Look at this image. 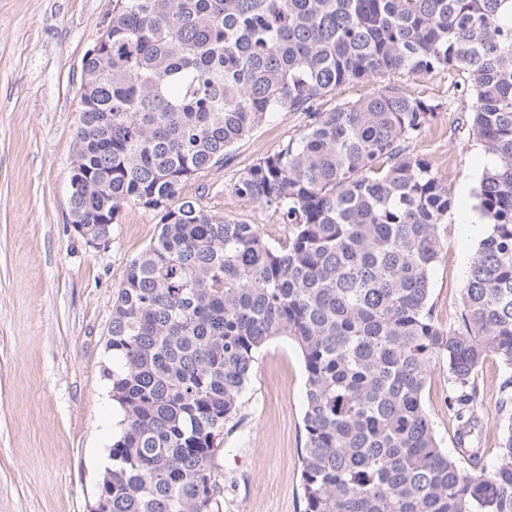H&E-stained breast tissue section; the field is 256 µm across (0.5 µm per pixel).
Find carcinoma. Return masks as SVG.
<instances>
[{
  "label": "carcinoma",
  "instance_id": "obj_1",
  "mask_svg": "<svg viewBox=\"0 0 512 512\" xmlns=\"http://www.w3.org/2000/svg\"><path fill=\"white\" fill-rule=\"evenodd\" d=\"M441 68L467 83L495 158L476 192L489 231L448 329L429 298L451 197L415 153L441 104L392 82ZM371 79V95L317 109ZM275 112L305 113V132L234 191L279 214V246L181 196ZM76 138L83 231L108 240L133 207L160 224L112 303L111 512H220L214 441L281 336L306 371L303 512H512V393L490 465L441 447L422 404L445 370L461 438L487 358L512 390V0H112ZM380 85L376 81H349L339 86L336 91L323 96L317 102V108L321 111H329L339 104L355 102L372 94Z\"/></svg>",
  "mask_w": 512,
  "mask_h": 512
}]
</instances>
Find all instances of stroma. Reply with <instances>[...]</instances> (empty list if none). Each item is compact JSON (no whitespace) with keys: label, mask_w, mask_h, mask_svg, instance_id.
<instances>
[{"label":"stroma","mask_w":512,"mask_h":512,"mask_svg":"<svg viewBox=\"0 0 512 512\" xmlns=\"http://www.w3.org/2000/svg\"><path fill=\"white\" fill-rule=\"evenodd\" d=\"M112 0H0V512H88L122 410L105 376L112 302L129 261L159 233L155 213L124 211L107 246L88 245L71 226L69 181L82 62L100 40ZM407 90L441 102L416 151L446 184L454 205L431 274L435 320L461 324L459 293L487 227L473 209L491 164L471 130L447 71L405 74ZM301 112L268 116L223 165L188 181L184 196L230 222L258 225L271 244L287 235L277 213L237 196L240 173L304 132ZM503 368L478 372L482 463L498 453ZM306 374L284 337L256 355L238 419L217 456L223 512H302ZM448 376L434 371L422 395L443 447L456 446Z\"/></svg>","instance_id":"obj_1"}]
</instances>
